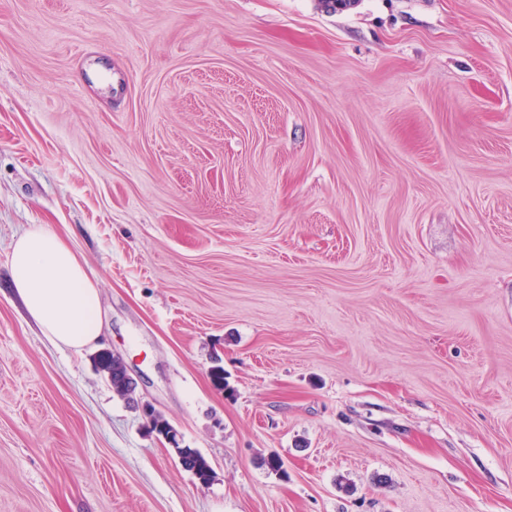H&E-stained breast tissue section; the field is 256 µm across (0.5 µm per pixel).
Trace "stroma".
Returning <instances> with one entry per match:
<instances>
[{
	"label": "stroma",
	"mask_w": 512,
	"mask_h": 512,
	"mask_svg": "<svg viewBox=\"0 0 512 512\" xmlns=\"http://www.w3.org/2000/svg\"><path fill=\"white\" fill-rule=\"evenodd\" d=\"M0 512H512V0H0ZM9 264L14 289L53 344L79 349L101 336L100 288L64 238L34 224L14 240ZM97 366L108 374L115 392L127 399L134 401L136 391L135 383L128 376L122 360L115 355L100 353L97 357ZM173 449L183 467L192 472L200 483L206 484L209 482L212 474L211 466L197 449L182 448L178 441L175 443V448Z\"/></svg>",
	"instance_id": "obj_1"
}]
</instances>
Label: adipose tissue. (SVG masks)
<instances>
[{"mask_svg":"<svg viewBox=\"0 0 512 512\" xmlns=\"http://www.w3.org/2000/svg\"><path fill=\"white\" fill-rule=\"evenodd\" d=\"M9 264L14 289L53 344L79 349L99 338L98 283L64 238L33 225L14 240Z\"/></svg>","mask_w":512,"mask_h":512,"instance_id":"obj_1","label":"adipose tissue"}]
</instances>
